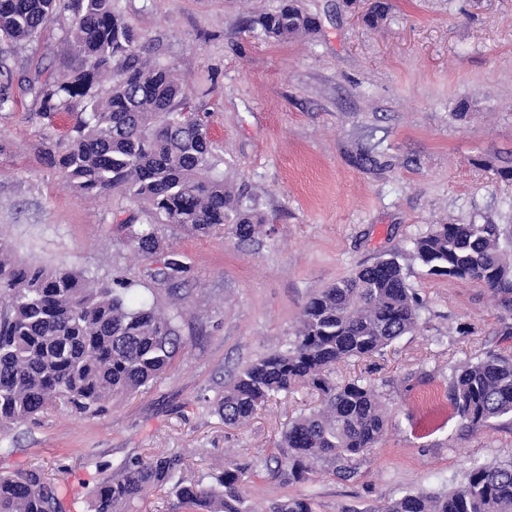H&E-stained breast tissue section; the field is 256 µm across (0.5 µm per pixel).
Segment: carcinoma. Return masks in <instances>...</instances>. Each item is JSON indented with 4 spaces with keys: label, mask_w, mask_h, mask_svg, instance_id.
Wrapping results in <instances>:
<instances>
[{
    "label": "carcinoma",
    "mask_w": 512,
    "mask_h": 512,
    "mask_svg": "<svg viewBox=\"0 0 512 512\" xmlns=\"http://www.w3.org/2000/svg\"><path fill=\"white\" fill-rule=\"evenodd\" d=\"M73 20L64 32L71 59L62 77L18 84L0 47V112L17 104L14 86L32 96L38 116L73 117L65 134L48 136L44 163L73 191L125 194L143 204V219L116 225L135 252L155 257L153 277L171 286L187 273L178 253L161 246L158 227L173 224L192 236L224 230L250 241L265 218L212 174L216 150L173 68L153 61L143 36L112 0H0V43L36 41L57 13ZM268 37L306 36L316 21L287 0L252 20ZM498 224H436L413 242L412 257L431 275L478 282L512 295V262ZM422 302L398 258L362 265L305 304L287 347L245 367L211 403L226 424L245 421L268 399L304 383L320 391V409L282 432L268 475L304 482L325 464L347 477L352 463L375 447L387 427L380 394L371 383L334 384L331 366L377 353L418 326ZM181 349L177 315L137 302L131 281H110L69 270L15 263L0 241V430L63 404L96 414L117 395L146 388ZM449 400L463 425L478 429L512 415V357L489 353L452 378ZM178 453L123 461L93 491V512H138L148 490L166 488L182 512H246L245 487L259 476L248 460L187 482ZM0 512H63L56 483L39 468L0 475ZM266 512H315L306 497L271 503ZM383 512H512V461L475 466L463 485L443 495L408 493Z\"/></svg>",
    "instance_id": "carcinoma-1"
}]
</instances>
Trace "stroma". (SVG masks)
<instances>
[{
    "instance_id": "1",
    "label": "stroma",
    "mask_w": 512,
    "mask_h": 512,
    "mask_svg": "<svg viewBox=\"0 0 512 512\" xmlns=\"http://www.w3.org/2000/svg\"><path fill=\"white\" fill-rule=\"evenodd\" d=\"M283 2L113 0L210 113L217 171L266 218L245 243L162 227L165 249L189 269L180 289L152 280V259L115 231L139 215L135 202L82 197L39 163L44 128L30 96L0 114V240L13 260L121 276L180 315L179 357L150 387L94 417L51 410L0 431V474L42 466L67 512H89L101 465L132 456L181 453L189 480L229 459L264 467L318 394L297 387L234 427L203 398L285 348L310 297L393 255L423 302L418 329L331 374L375 384L388 416L381 440L352 478L323 469L299 483L263 476L247 486L246 507L266 512L305 496L316 512H379L410 492L459 488L474 465L512 460V418L472 431L448 397L456 370L512 354V307L480 283L428 274L408 253L435 224L512 226V0H383L372 26L366 5L300 0L317 21L309 36L277 41L252 27ZM70 22L59 13L35 42L11 50L15 79L62 71ZM364 150L374 164L358 163Z\"/></svg>"
}]
</instances>
